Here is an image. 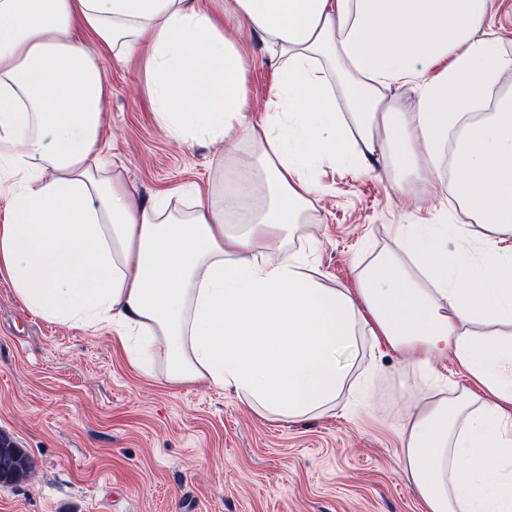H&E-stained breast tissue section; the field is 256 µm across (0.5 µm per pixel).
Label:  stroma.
<instances>
[{
	"mask_svg": "<svg viewBox=\"0 0 512 512\" xmlns=\"http://www.w3.org/2000/svg\"><path fill=\"white\" fill-rule=\"evenodd\" d=\"M224 32L244 51L247 107L260 121L274 79L267 46L242 24ZM102 67L108 159L143 198L256 183L248 136L229 153L175 142L154 119L142 62L106 55ZM313 178L320 193L290 245L313 244L336 287H353L355 261L391 244L393 225L436 223L442 208L423 184L380 167L327 161ZM376 358L375 408L271 421L224 390L138 371L104 334L31 313L0 278V432L34 461L26 480L0 486V512H422L399 429L425 389L399 352L383 346Z\"/></svg>",
	"mask_w": 512,
	"mask_h": 512,
	"instance_id": "35a3bbf8",
	"label": "stroma"
}]
</instances>
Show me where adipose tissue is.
Listing matches in <instances>:
<instances>
[{"label":"adipose tissue","instance_id":"ef3b65f1","mask_svg":"<svg viewBox=\"0 0 512 512\" xmlns=\"http://www.w3.org/2000/svg\"><path fill=\"white\" fill-rule=\"evenodd\" d=\"M493 2L0 0V273L33 314L116 332L141 372L267 419L347 409L337 355L365 342L422 372L452 356L475 386L407 403L403 472L424 512H512V53L484 30ZM228 20L275 70L257 123ZM104 49L143 57L174 140L249 136L263 194L245 223L227 221L239 194L188 186L183 210L125 183L103 155ZM326 160L408 171L485 232L395 225L355 287L327 286L289 247Z\"/></svg>","mask_w":512,"mask_h":512}]
</instances>
